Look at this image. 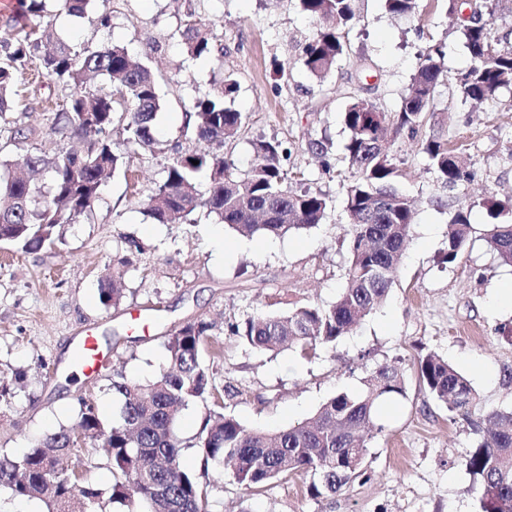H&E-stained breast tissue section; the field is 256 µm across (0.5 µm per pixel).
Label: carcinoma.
I'll return each mask as SVG.
<instances>
[{"instance_id":"1","label":"carcinoma","mask_w":512,"mask_h":512,"mask_svg":"<svg viewBox=\"0 0 512 512\" xmlns=\"http://www.w3.org/2000/svg\"><path fill=\"white\" fill-rule=\"evenodd\" d=\"M47 0H23L26 22L14 24L0 37V119L13 110L18 77L33 57L41 74L70 89L62 99H45L48 110L81 149L59 148L53 153L27 152L0 156V242L32 253L60 239L59 228L85 216L99 197L103 177L123 165L108 133L123 126L127 142L145 150L159 145L154 127L161 109L158 81L152 70L134 60L125 48L97 49L72 45L54 33H38L31 19L41 16ZM70 15L83 16L92 0H55ZM355 0H299L301 11L313 18L329 17L336 27L321 29L303 47L308 72L325 80L345 42L339 28L355 19ZM396 15H412L417 0H385ZM470 4L448 0L449 26L461 31L471 58L454 83L464 101L493 102L512 86V52L498 48L491 21L512 16V0H479L478 11L466 18ZM182 38L193 57L209 56L224 67V47L191 20ZM445 44L428 45L398 111L387 112L371 98L349 96L343 122L350 132L346 145L352 179L345 185V208L350 220V257L344 284L328 306L308 304L282 313H258L230 326L231 335L249 347L278 353L298 346L305 355L316 347L333 346L366 316L382 306L396 277L409 237L411 205L392 186L397 167L390 154V139L403 132L421 137L438 180L450 188L469 173L448 140L425 130L437 87L447 77ZM103 77L105 86L94 93L83 87ZM233 74L215 82L213 92L195 99L196 137L219 146L235 138L242 113L227 105L237 92ZM6 145L28 139L26 128L12 122L3 127ZM257 163L247 173L218 153H184L172 158L163 181L151 194L145 213L159 224L184 219L204 207L243 237L259 233L284 234L311 228L323 220L330 200L311 189L288 187L286 151L279 141L252 143ZM199 164H193V161ZM21 165L26 178L12 175ZM206 174L208 196L198 191V177ZM474 232L469 210L457 209L448 224L446 259L454 262ZM483 238L505 265L512 266V224H487ZM134 260L125 255L112 275L100 281L102 305L115 306L123 297L122 279ZM211 324L199 320L167 337L166 364L147 383L112 376V394L121 403L119 421L105 428L95 406L79 399V425L95 441V453L112 467V485L103 491L75 486V474L60 467L62 457L75 448L72 430L59 431L36 441L21 456L0 452V487L15 498L38 499L47 512H106L105 504L132 506L141 512H210L209 485L201 477L211 468L232 473L236 481L260 491L272 481L290 475L309 478L313 499L334 496L365 476L370 432H383L379 404L404 396L405 379L397 367L384 364L363 378L356 392H340L305 421L276 433L246 428L224 413L219 390L200 362V346ZM420 380L432 399L450 411L472 408L477 394L470 381L442 357L430 352L418 361ZM212 400L214 409L201 425L194 460L185 459V446L174 431L181 411L197 401ZM479 439L466 461L481 494L483 512H512V409H492L478 426Z\"/></svg>"}]
</instances>
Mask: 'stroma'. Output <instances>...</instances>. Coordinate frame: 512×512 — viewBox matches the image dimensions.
<instances>
[{"instance_id":"stroma-1","label":"stroma","mask_w":512,"mask_h":512,"mask_svg":"<svg viewBox=\"0 0 512 512\" xmlns=\"http://www.w3.org/2000/svg\"><path fill=\"white\" fill-rule=\"evenodd\" d=\"M416 16L398 17L384 0H357V20L345 29L347 49L325 81L303 64L302 46L319 25L296 0H94L86 17L50 8L41 26L73 43L123 45L156 74L162 108L161 149L127 148L121 127L110 138L129 170L103 182L89 215L61 228L60 241L23 254L0 243V384L13 395L0 403V451L25 453L35 440L74 426L79 397L91 400L103 422L119 419L113 373L147 382L165 363L168 334L187 323H211L203 362L223 395L224 411L245 427L275 431L310 417L335 394L353 392L363 377L388 363L401 369L404 397L382 410L385 429L372 437L367 478L333 497L313 499L309 480L292 475L254 495L228 472L209 470L210 512H480L466 461L484 414L512 408V306L498 304L512 286L482 239L486 224H512V89L481 105L458 97L453 76L470 64L460 33L448 26L444 0H418ZM110 26L98 23L102 14ZM210 29L224 48V64L187 56L181 38L186 16ZM444 42L447 81L437 88L428 132L457 148L471 173L455 189L443 187L418 140L396 137L390 152L395 185L415 205L410 238L384 305L335 346L312 358L296 349L265 353L228 332L232 323L264 311L309 303L328 305L342 286L349 217L340 187L350 173L342 120L359 88L385 111H397L427 46ZM239 83L231 105L244 124L223 153L239 173L255 163L252 143L277 139L289 151L290 187L325 193L330 205L316 227L281 236L245 238L206 209L175 224H157L145 202L170 159L208 150L192 130L195 98L209 93L223 72ZM7 120L32 130L11 155L54 152L67 138L54 115L40 108L64 96L52 79L18 86ZM470 211L475 231L455 262L444 259L448 222ZM142 252L125 277L118 305L104 307L98 284L130 242ZM150 309L155 325L134 329L131 313ZM93 329L109 360L87 378L70 366L85 329ZM436 352L462 372L478 395L469 414L448 411L420 386L417 357Z\"/></svg>"}]
</instances>
